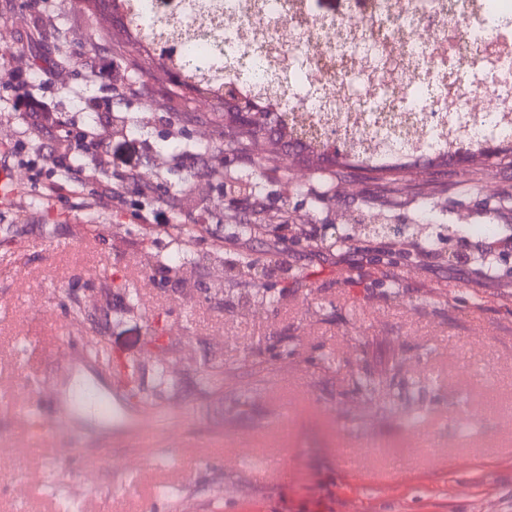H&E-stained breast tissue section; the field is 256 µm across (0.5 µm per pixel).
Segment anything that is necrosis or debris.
<instances>
[{"mask_svg":"<svg viewBox=\"0 0 512 512\" xmlns=\"http://www.w3.org/2000/svg\"><path fill=\"white\" fill-rule=\"evenodd\" d=\"M117 0L165 63L380 165L512 136V0Z\"/></svg>","mask_w":512,"mask_h":512,"instance_id":"4bbe7bcc","label":"necrosis or debris"}]
</instances>
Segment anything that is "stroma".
Here are the masks:
<instances>
[{
	"label": "stroma",
	"instance_id": "obj_1",
	"mask_svg": "<svg viewBox=\"0 0 512 512\" xmlns=\"http://www.w3.org/2000/svg\"><path fill=\"white\" fill-rule=\"evenodd\" d=\"M101 25L81 0H0V175L16 187L0 198V512H512V170L435 174L426 249L322 246L364 215L416 223L420 195L336 192L226 150L211 105L146 81L138 49L83 59ZM46 67L17 97L10 72ZM243 175L259 196L226 192ZM175 224L203 230L180 245ZM241 254L276 306L233 291L224 261ZM78 366L145 434L69 423L57 396ZM362 371L382 381L367 402Z\"/></svg>",
	"mask_w": 512,
	"mask_h": 512
}]
</instances>
